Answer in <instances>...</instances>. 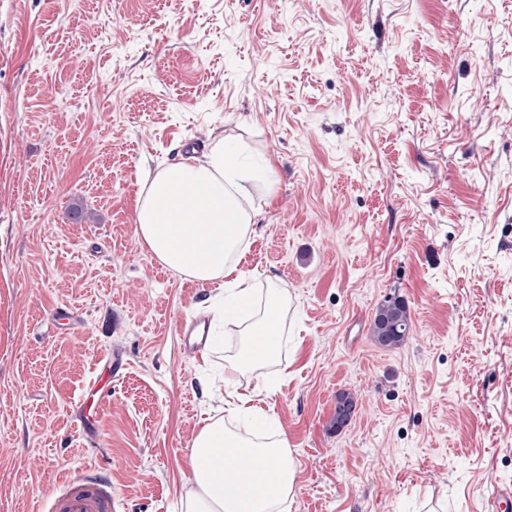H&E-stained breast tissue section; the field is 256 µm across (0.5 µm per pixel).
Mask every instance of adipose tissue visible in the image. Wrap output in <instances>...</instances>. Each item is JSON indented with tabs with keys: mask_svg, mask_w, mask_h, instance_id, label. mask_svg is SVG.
I'll list each match as a JSON object with an SVG mask.
<instances>
[{
	"mask_svg": "<svg viewBox=\"0 0 512 512\" xmlns=\"http://www.w3.org/2000/svg\"><path fill=\"white\" fill-rule=\"evenodd\" d=\"M241 155L214 145L204 160L170 164L145 182L135 208L136 234L168 270L230 287L219 321L244 337L231 374L279 359L286 301L278 289L256 302L244 260L257 215ZM225 418H209L191 442L189 469L196 490L182 512H282L294 493L297 463L277 419L256 394L235 390ZM227 455H220V448Z\"/></svg>",
	"mask_w": 512,
	"mask_h": 512,
	"instance_id": "adipose-tissue-1",
	"label": "adipose tissue"
}]
</instances>
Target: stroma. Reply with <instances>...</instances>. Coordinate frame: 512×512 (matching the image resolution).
Returning <instances> with one entry per match:
<instances>
[{"instance_id": "1", "label": "stroma", "mask_w": 512, "mask_h": 512, "mask_svg": "<svg viewBox=\"0 0 512 512\" xmlns=\"http://www.w3.org/2000/svg\"><path fill=\"white\" fill-rule=\"evenodd\" d=\"M195 141L272 169L249 266L288 300L285 344L235 381L294 451L287 512H490L512 488V0H0V512L81 467L118 512L192 494L240 339L134 213ZM390 295L393 348L371 333ZM108 352L89 436L75 402ZM410 328L409 313L399 297H388L377 308L372 325L376 343L396 347L404 342ZM204 321L203 317H197L190 321L181 322L177 327L186 357H191L202 350L204 344L203 342H198V336H195V332Z\"/></svg>"}]
</instances>
